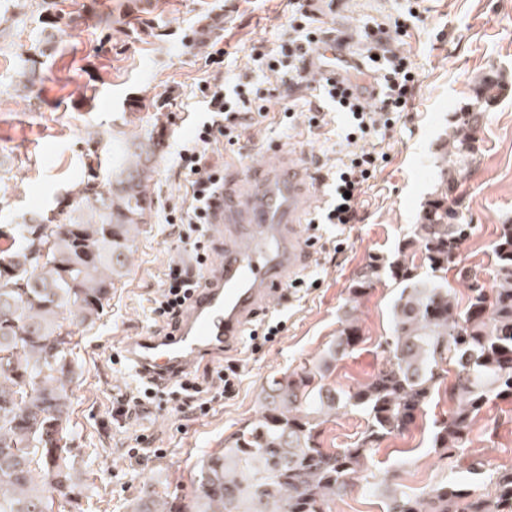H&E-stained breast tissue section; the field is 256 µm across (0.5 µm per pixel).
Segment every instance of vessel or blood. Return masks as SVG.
<instances>
[{"label":"vessel or blood","mask_w":512,"mask_h":512,"mask_svg":"<svg viewBox=\"0 0 512 512\" xmlns=\"http://www.w3.org/2000/svg\"><path fill=\"white\" fill-rule=\"evenodd\" d=\"M353 63L331 43L317 48L311 71L320 78ZM243 181L242 188L225 190L215 200L210 230L223 236L224 256L207 268L176 330L136 336L122 346L135 373L153 384L171 383L202 359L236 349L307 252L298 229L312 209L314 192L299 160L291 155L252 167Z\"/></svg>","instance_id":"obj_1"}]
</instances>
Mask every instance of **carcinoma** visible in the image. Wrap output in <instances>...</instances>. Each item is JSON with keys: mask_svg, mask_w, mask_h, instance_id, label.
<instances>
[{"mask_svg": "<svg viewBox=\"0 0 512 512\" xmlns=\"http://www.w3.org/2000/svg\"><path fill=\"white\" fill-rule=\"evenodd\" d=\"M478 114L457 116L420 223L393 261L375 257L353 279L326 350L269 383L256 418L198 461L189 497L148 493L133 512H333L374 449L415 424L449 372L456 406L435 421L432 446L456 467L484 469L469 455L473 425L486 404L512 397V224L499 227L491 287L474 271L459 275L461 308L447 278L471 230L452 223L449 195L476 161ZM157 146L150 131L135 137L105 180L88 167L64 219L40 214L0 231V512H53L58 500L81 509L88 485L69 429L71 326L100 318L134 233L153 218ZM384 276L400 288L385 360L366 382L338 388L336 362L362 341L356 304ZM341 409L363 412L367 425L349 447L327 448L322 426ZM489 480L491 496L453 481L423 497L395 488L386 512H512V466Z\"/></svg>", "mask_w": 512, "mask_h": 512, "instance_id": "cac0c4a2", "label": "carcinoma"}]
</instances>
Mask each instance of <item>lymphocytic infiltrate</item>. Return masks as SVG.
<instances>
[{
	"label": "lymphocytic infiltrate",
	"instance_id": "f902f5d3",
	"mask_svg": "<svg viewBox=\"0 0 512 512\" xmlns=\"http://www.w3.org/2000/svg\"><path fill=\"white\" fill-rule=\"evenodd\" d=\"M290 4L287 44L276 52L256 51L253 59L259 67L280 73L282 83L294 92L309 87L316 101L309 119L311 126L323 122V105L345 114L344 153L338 158L335 170L319 174L320 185L329 187L330 193L311 219L315 225L329 224L344 229L360 223L359 199L387 160L375 134L395 123L400 113L413 109L419 73L398 40L407 28L406 22L373 21L365 24L361 46L355 51L369 80L368 93H361L358 82L341 74L310 83L307 73L310 56L336 30L324 12L314 9L312 0H290ZM200 92L206 103L205 115L176 152L185 195L165 211L166 223H177L196 232L195 259L190 265L180 261L169 264L163 294L155 300L152 309L155 317L171 321L177 319L198 286L199 269L207 261L205 244L198 234L209 223L214 198L224 188V167L211 156L210 149L222 141L235 145L238 128L263 116L265 110L259 102L272 95L271 90L257 85L238 83L229 88L219 78L204 82ZM242 371L241 361L230 359L216 368L212 387H202L186 377L178 379L172 393L178 398L179 412L187 418L207 414L212 403L235 392Z\"/></svg>",
	"mask_w": 512,
	"mask_h": 512
}]
</instances>
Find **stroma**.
<instances>
[{"mask_svg": "<svg viewBox=\"0 0 512 512\" xmlns=\"http://www.w3.org/2000/svg\"><path fill=\"white\" fill-rule=\"evenodd\" d=\"M398 3L342 0L328 19L356 35L370 18L396 14ZM424 6L425 21L412 24L403 38L419 67L414 107L382 138L388 160L360 198L363 222L345 230L322 226L326 249L309 262L319 286L299 290L255 321L259 329L279 320L284 329L269 339L243 338L236 353L245 364L242 381L209 414L188 420L175 404L156 403L122 427L112 420V401L137 380L121 346L134 336L165 332L153 318L152 301L169 262L193 251L164 215L184 193L176 151L203 116L199 85L214 74L211 55L219 48L227 71L246 82L278 85L273 73L253 75L250 54L287 37L288 0H151L147 6L141 0H0V224L65 210L84 174L89 143H96L106 172L120 156L113 133L132 137L154 129L160 142L150 182L154 218L137 235L128 271L113 286L101 319L74 329L70 424L93 485L83 512H132L145 490L188 494L198 460L257 416L269 381L320 355L340 326L356 274L370 258L390 257L418 223L455 114L473 103L478 83L493 72L505 89L481 108L473 133L477 162L455 190L460 221L472 227L456 263L479 269L492 285L498 228L512 221V0H425ZM216 16L218 29L197 43L198 27ZM326 120L314 129L307 113L298 112L285 129L264 121L241 128L237 144L219 153L225 184L252 165L273 162L279 150L304 163L335 166L343 118L330 113ZM397 294L384 279L360 300L363 340L337 362L331 377L337 386L364 382L381 366L380 344ZM452 407L441 394L415 427L385 439L352 490L336 499L334 512H383L390 487L422 495L439 481H465L490 492L484 477L440 462L432 446L433 419ZM366 423L363 412L340 410L325 426V446L346 447ZM471 439L472 454L490 467L512 465V400L485 407ZM132 448L155 454L139 464L128 455ZM378 478L386 487L375 486Z\"/></svg>", "mask_w": 512, "mask_h": 512, "instance_id": "stroma-1", "label": "stroma"}]
</instances>
